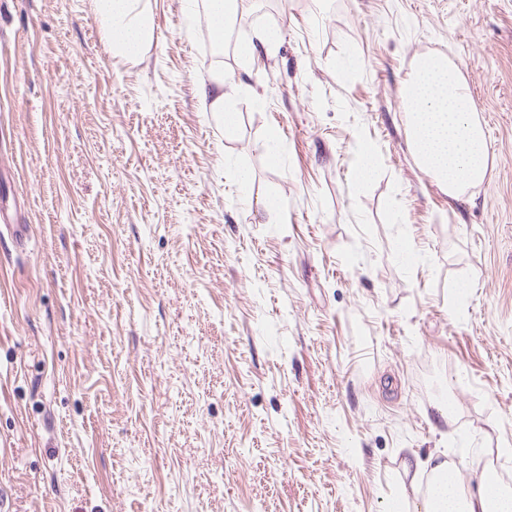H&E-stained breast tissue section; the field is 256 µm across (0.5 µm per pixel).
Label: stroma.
Listing matches in <instances>:
<instances>
[{"label":"stroma","instance_id":"stroma-1","mask_svg":"<svg viewBox=\"0 0 512 512\" xmlns=\"http://www.w3.org/2000/svg\"><path fill=\"white\" fill-rule=\"evenodd\" d=\"M139 6L132 62L91 0H0V512H388L438 449L512 487V0H252L219 54L203 0ZM423 55L488 141L455 199ZM411 147L421 169L456 198L483 181L488 152L470 90L452 62L417 60L405 84ZM207 100H210L208 108H210L211 112H220L226 130L233 128L237 124L238 112H235L234 107L224 99L223 79L214 80L209 92L205 90L204 103H207Z\"/></svg>","mask_w":512,"mask_h":512}]
</instances>
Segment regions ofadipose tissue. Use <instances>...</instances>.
Instances as JSON below:
<instances>
[{"instance_id":"1","label":"adipose tissue","mask_w":512,"mask_h":512,"mask_svg":"<svg viewBox=\"0 0 512 512\" xmlns=\"http://www.w3.org/2000/svg\"><path fill=\"white\" fill-rule=\"evenodd\" d=\"M139 0H92L95 15L114 54L140 57L153 19L137 7ZM411 147L421 169L434 183L457 197L483 181L488 169L487 144L474 119L473 98L452 62L443 58L417 60L405 84ZM431 481L417 504L399 496L391 512H512V488L484 480L471 492L462 488L439 453L428 458Z\"/></svg>"}]
</instances>
